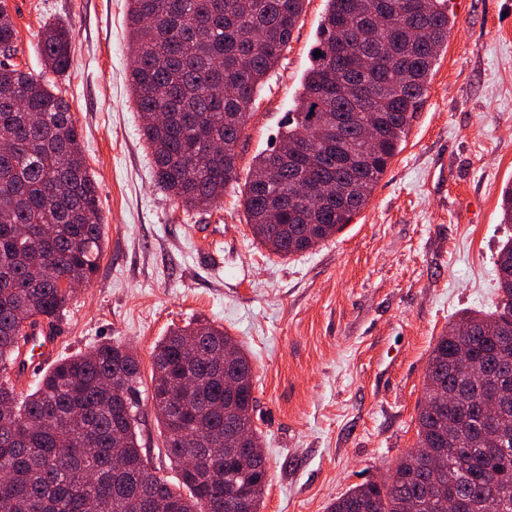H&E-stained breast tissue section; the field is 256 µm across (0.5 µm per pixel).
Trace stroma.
I'll return each mask as SVG.
<instances>
[{"mask_svg":"<svg viewBox=\"0 0 512 512\" xmlns=\"http://www.w3.org/2000/svg\"><path fill=\"white\" fill-rule=\"evenodd\" d=\"M14 64L45 78L44 24L71 30L69 103L99 186L102 255L69 301L59 356L105 341L141 371L139 439L171 476L150 402L152 353L170 328H224L251 360L253 420L268 482L261 512H327L387 479L416 446L430 353L465 311L494 310L500 221L512 185V0H451L456 22L429 92L364 209L331 239L289 257L258 243L242 192L253 157L293 109L325 0H307L258 93L224 199L188 210L154 180L130 92L127 0H6Z\"/></svg>","mask_w":512,"mask_h":512,"instance_id":"stroma-1","label":"stroma"}]
</instances>
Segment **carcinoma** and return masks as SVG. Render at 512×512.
Segmentation results:
<instances>
[{
    "instance_id": "carcinoma-1",
    "label": "carcinoma",
    "mask_w": 512,
    "mask_h": 512,
    "mask_svg": "<svg viewBox=\"0 0 512 512\" xmlns=\"http://www.w3.org/2000/svg\"><path fill=\"white\" fill-rule=\"evenodd\" d=\"M136 47L130 89L146 117L141 135L158 184L188 209L224 198L237 180V145L265 77L277 66L306 0H128ZM449 0H326L295 108L258 153L245 186L253 237L282 257L332 238L364 208L422 108L453 20ZM341 35L347 50L331 54ZM17 29L0 0V512H260L266 458L224 457V437L261 445L253 421V367L238 342L207 323L169 330L154 350L151 401L176 474H156L137 428L140 365L129 346L106 342L57 360L18 400L11 376L31 331L57 327L73 291L101 255L99 187L88 172L68 102L10 62ZM45 68L65 75L70 31L41 33ZM162 113L160 123L147 117ZM278 152L288 164L257 181ZM301 178L330 186L324 209L295 192ZM496 309L466 313L429 357L427 397L489 396L512 337V242L496 262ZM199 457V469L185 465ZM512 512V420L461 416L453 403L418 413L417 449L390 484L365 483L329 512Z\"/></svg>"
}]
</instances>
